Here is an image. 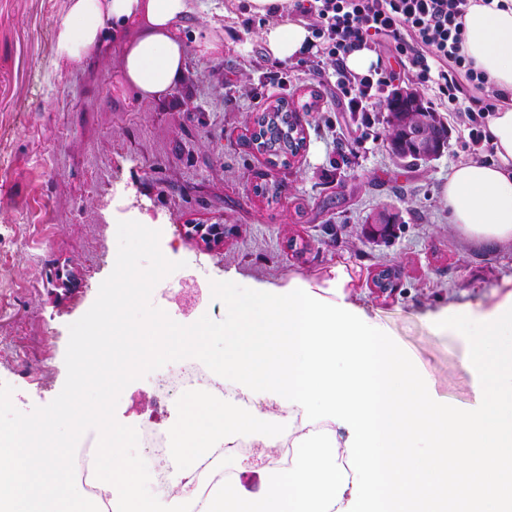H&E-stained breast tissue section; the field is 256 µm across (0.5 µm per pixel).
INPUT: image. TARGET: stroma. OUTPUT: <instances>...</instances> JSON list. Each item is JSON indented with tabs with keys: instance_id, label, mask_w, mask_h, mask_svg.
<instances>
[{
	"instance_id": "1",
	"label": "stroma",
	"mask_w": 512,
	"mask_h": 512,
	"mask_svg": "<svg viewBox=\"0 0 512 512\" xmlns=\"http://www.w3.org/2000/svg\"><path fill=\"white\" fill-rule=\"evenodd\" d=\"M69 0H0V381L21 412L49 404L66 379L69 326L93 305L117 255V223L150 217L160 249L183 267L154 288L153 305L189 325L224 318L212 281L250 289L312 285L336 267L351 277L348 299L429 376L449 405H474L478 381L458 336L433 320L450 307L491 306L512 280V245L467 238L448 220L439 190L449 169L491 161L472 144L465 114L439 109L447 145L429 161L401 160L387 141L385 102L366 124L348 109L333 64L310 71L301 57L267 73L261 33L269 18L249 0H196L178 24L184 76L145 101L119 67L130 32L111 31L103 52L73 70L54 51ZM216 49L204 52V42ZM298 110L305 147L269 165L248 143V125L277 100ZM397 212L389 239L367 220ZM190 224H226L223 245L186 234ZM385 268L393 291L373 284ZM152 372L122 392L116 418L169 428L175 399L156 402Z\"/></svg>"
}]
</instances>
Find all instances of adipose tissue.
Masks as SVG:
<instances>
[{
  "label": "adipose tissue",
  "instance_id": "1",
  "mask_svg": "<svg viewBox=\"0 0 512 512\" xmlns=\"http://www.w3.org/2000/svg\"><path fill=\"white\" fill-rule=\"evenodd\" d=\"M193 0H70L55 36L57 55L82 68L100 51L113 25H133L121 55L126 83L140 98L163 96L184 73L185 49L176 23L194 13ZM463 51L503 100L487 120L495 146L490 162L454 166L441 188L449 220L479 242L512 244V0H475L464 19ZM269 55L286 59L304 51L309 31L288 18L261 33Z\"/></svg>",
  "mask_w": 512,
  "mask_h": 512
}]
</instances>
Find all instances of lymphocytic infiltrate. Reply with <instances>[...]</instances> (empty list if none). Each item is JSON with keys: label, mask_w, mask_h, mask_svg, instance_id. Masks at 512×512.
<instances>
[{"label": "lymphocytic infiltrate", "mask_w": 512, "mask_h": 512, "mask_svg": "<svg viewBox=\"0 0 512 512\" xmlns=\"http://www.w3.org/2000/svg\"><path fill=\"white\" fill-rule=\"evenodd\" d=\"M469 6L470 0H308L305 11L314 17L312 36L319 41L309 64L317 68L331 60L352 111H369L394 77L380 66L369 75H356L347 70L344 58L352 49L382 38L394 43L420 84L435 90L436 101L457 106L461 81L478 89L486 84L483 73L462 52L463 18Z\"/></svg>", "instance_id": "f902f5d3"}]
</instances>
